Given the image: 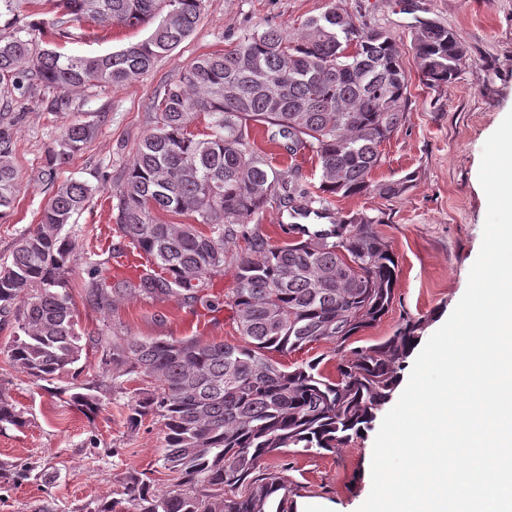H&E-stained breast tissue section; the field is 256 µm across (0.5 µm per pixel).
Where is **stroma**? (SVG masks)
<instances>
[{"instance_id": "obj_1", "label": "stroma", "mask_w": 512, "mask_h": 512, "mask_svg": "<svg viewBox=\"0 0 512 512\" xmlns=\"http://www.w3.org/2000/svg\"><path fill=\"white\" fill-rule=\"evenodd\" d=\"M332 4L397 38L408 78L405 120L382 145V162L372 177L390 180L410 173L414 181L398 198L369 195L335 202L336 217L363 211L378 218L379 233L398 256L389 312L354 336L344 351L320 341L289 354L284 362L316 360L324 373L335 374L339 359L379 343L410 318L423 319L422 336L430 338L463 296L482 243L487 199L478 172L483 146L512 112V0H205L194 32L137 80L74 92L72 107L62 112L13 98L20 191L0 215V262L10 256L21 234L37 224L51 190L34 175L65 127L80 120L95 123L97 132L62 176L89 182L97 191L64 232L79 251L97 253L104 275L124 277L111 258L126 246L115 223L112 192L136 144L153 125V105L165 85L199 55L223 50L244 31L270 25L290 31ZM419 17L452 29L467 52L462 70L448 85L428 88L416 67L410 27ZM151 31L148 25L104 29L91 21L77 23L63 50L112 52L146 39ZM233 273L225 268L213 280L206 305L129 296L103 314L81 299L88 276L79 265L69 288L77 300L80 326L92 335L110 325L136 337L239 344L243 338L226 303ZM12 334L11 323L0 318V395L15 405L26 424L0 431V512H89L119 498L125 474L134 470L150 473L158 489L172 485L173 476L161 461V424L148 417L129 431L127 395H117L108 408L90 417L67 404L64 388L111 380L96 353L76 363L53 388L33 382L9 363L5 351ZM375 437L370 430L343 448L321 454L291 448L273 464L296 499L322 501L331 512H357L371 490L368 461Z\"/></svg>"}]
</instances>
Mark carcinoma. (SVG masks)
Wrapping results in <instances>:
<instances>
[{
  "instance_id": "1",
  "label": "carcinoma",
  "mask_w": 512,
  "mask_h": 512,
  "mask_svg": "<svg viewBox=\"0 0 512 512\" xmlns=\"http://www.w3.org/2000/svg\"><path fill=\"white\" fill-rule=\"evenodd\" d=\"M56 17L0 33V96L36 98L52 112L72 106L69 94L122 85L150 72L191 35L204 0H47ZM90 20L133 27L155 22L149 37L105 55L66 54L44 40L70 36L68 24ZM418 70L426 85L454 80L466 50L434 20L411 27ZM408 79L396 37L331 5L290 33L277 26L241 34L222 53L184 68L155 105L153 127L138 142L116 188V222L137 254L157 271L112 280L85 258L88 306L108 313L119 299L192 304L208 281L234 269L229 303L244 344L198 338L97 336L78 330L68 289L78 261L65 225L90 202L96 187L58 180L61 170L96 134L89 122L68 125L48 151L37 179L52 186L39 223L0 264V316L12 321L7 350L13 367L35 382H51L90 346L112 369V385L77 386L70 405L96 414L123 381L126 425L161 420L163 467L175 484L154 488L145 473L123 480V512H294L292 490L270 463L288 448L333 452L371 427L391 400L397 367L421 341L423 323L409 319L383 342L342 360L336 377L317 361L293 366L273 359L329 340L338 350L389 312L398 276L380 220L354 212L305 240L272 244L247 225L267 205L292 218L331 215L338 197L396 198L413 175L376 182L381 146L402 125ZM52 91L58 95L47 97ZM207 117L204 130L199 119ZM272 130L290 159L313 154L319 182L275 168L251 130ZM14 122L0 116V209L18 191ZM159 213L193 218L166 223ZM243 239L247 248L229 251ZM22 414L0 396V430L20 427Z\"/></svg>"
}]
</instances>
